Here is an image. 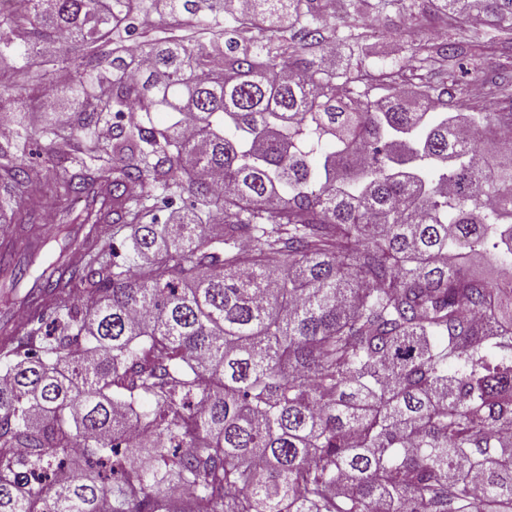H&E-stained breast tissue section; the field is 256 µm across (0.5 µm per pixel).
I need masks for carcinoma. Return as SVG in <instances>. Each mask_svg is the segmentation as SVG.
<instances>
[{
    "instance_id": "obj_1",
    "label": "carcinoma",
    "mask_w": 512,
    "mask_h": 512,
    "mask_svg": "<svg viewBox=\"0 0 512 512\" xmlns=\"http://www.w3.org/2000/svg\"><path fill=\"white\" fill-rule=\"evenodd\" d=\"M388 7L0 0V86L74 105L0 137V224L37 230L0 280L34 309L0 341V512H512V288L456 263L512 265V113L420 76L459 40L376 81L331 50L362 34L330 14ZM432 17L512 35V0ZM48 180L84 211L37 225Z\"/></svg>"
}]
</instances>
